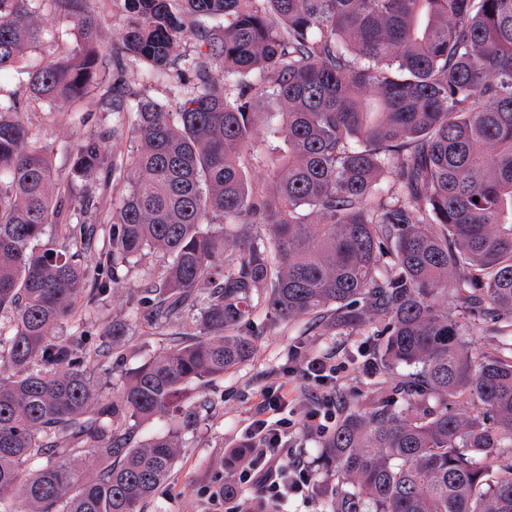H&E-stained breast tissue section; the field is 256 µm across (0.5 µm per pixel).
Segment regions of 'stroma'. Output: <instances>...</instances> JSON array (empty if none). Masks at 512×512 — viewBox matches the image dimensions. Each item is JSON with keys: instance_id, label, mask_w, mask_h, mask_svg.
I'll list each match as a JSON object with an SVG mask.
<instances>
[{"instance_id": "35a3bbf8", "label": "stroma", "mask_w": 512, "mask_h": 512, "mask_svg": "<svg viewBox=\"0 0 512 512\" xmlns=\"http://www.w3.org/2000/svg\"><path fill=\"white\" fill-rule=\"evenodd\" d=\"M126 70L130 86L138 96L171 107L183 101V87L148 77L145 64L131 60ZM82 109L89 118L85 124L69 114L52 111L44 102L38 103L28 115L31 128L43 144L52 148L55 165L63 172L69 167L65 144L112 123L111 113L102 111L97 100H87ZM165 269L166 259L159 251L123 264L121 282L108 296L94 303L89 302L87 295L78 296L76 306L81 322L64 320L51 329L52 336L63 339L81 328L96 336L112 322L128 325L129 334L120 345L118 356H106L97 363V382L107 398H119L128 372L145 360L164 354L168 348L165 337L153 334L148 311L140 302L143 288L161 282ZM250 328L256 344L251 359L203 389L188 390V402H197L203 396L208 405L198 409L193 429L182 432L178 464L171 477L144 504L143 512H220L222 505L215 502V494L224 482L238 479L237 467L228 465L226 458L248 419L261 417L264 392L280 386L288 393V416L295 423L289 441L291 456L309 467L314 486L308 499H295L282 512H330L329 499L319 495L317 488L335 483L336 477L326 471L320 460L323 437L309 430L306 413L339 395L360 405L368 404L378 395L397 396L399 384L409 371L405 365L388 369L361 358L358 350L365 337L348 329H315L303 319L275 320L262 307ZM316 358L335 365V383L324 387L304 379L303 368Z\"/></svg>"}]
</instances>
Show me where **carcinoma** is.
<instances>
[{"instance_id":"cac0c4a2","label":"carcinoma","mask_w":512,"mask_h":512,"mask_svg":"<svg viewBox=\"0 0 512 512\" xmlns=\"http://www.w3.org/2000/svg\"><path fill=\"white\" fill-rule=\"evenodd\" d=\"M95 2L0 0V74L47 39L33 23L43 4L80 34L33 71L29 94L0 101V312L12 313L0 327V512L15 498L30 512H141L196 412L142 443L136 426L253 355L261 288L274 318L367 331L372 359L414 368L405 408L390 396L347 405L323 440L344 485L333 512H512V334L495 354L463 340L480 321L512 328V0H111L126 23L105 58ZM188 38L186 68L174 53ZM128 58L187 97L174 109L136 99ZM100 84L112 126L71 140L60 175L28 103L75 112ZM127 126L132 154L106 152ZM100 172L110 206L89 183ZM99 224L94 267L57 248ZM151 250L169 264L141 303L169 348L103 399L92 337L50 329L77 316L87 282L105 295ZM203 296L188 333L182 315ZM127 335L114 321L100 339ZM81 448L108 461L88 481L48 462L21 473Z\"/></svg>"}]
</instances>
